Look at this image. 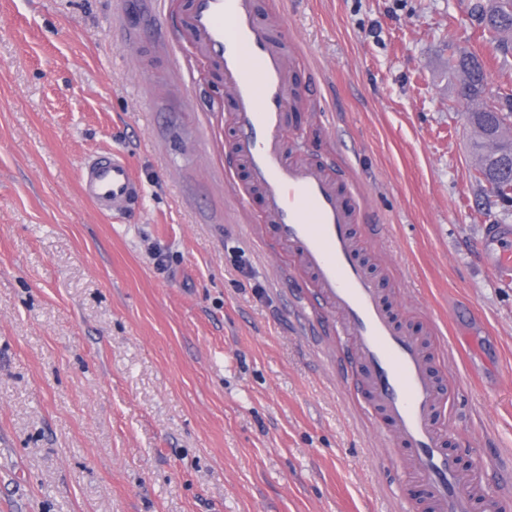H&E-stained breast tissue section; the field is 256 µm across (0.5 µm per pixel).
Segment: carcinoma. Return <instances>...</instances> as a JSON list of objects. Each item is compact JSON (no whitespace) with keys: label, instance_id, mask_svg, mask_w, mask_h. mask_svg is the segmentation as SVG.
<instances>
[{"label":"carcinoma","instance_id":"carcinoma-1","mask_svg":"<svg viewBox=\"0 0 512 512\" xmlns=\"http://www.w3.org/2000/svg\"><path fill=\"white\" fill-rule=\"evenodd\" d=\"M484 0H476L472 11L477 17L478 27L483 37L497 44L503 51L512 50V0H493V11L498 19L488 22ZM450 74L458 80L459 95L471 102H482L486 98V73L483 60L473 53L463 52L448 60ZM512 118V97H504V102L495 109L477 107L468 113V120L477 133L473 140V154L478 157L483 180L492 184L502 174L501 158L498 153L487 150V143L496 142L499 153L512 154V138H504Z\"/></svg>","mask_w":512,"mask_h":512}]
</instances>
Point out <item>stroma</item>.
<instances>
[{"label": "stroma", "instance_id": "stroma-1", "mask_svg": "<svg viewBox=\"0 0 512 512\" xmlns=\"http://www.w3.org/2000/svg\"><path fill=\"white\" fill-rule=\"evenodd\" d=\"M473 0H257L288 40L290 155L327 165L396 317L459 383L451 445L512 473V284L478 258L512 200L475 170L450 47L491 97ZM177 0H0V512H425L276 249L222 80ZM124 153L141 208L79 168ZM80 176L86 198L102 213L132 214L143 201L142 184L118 152L85 161Z\"/></svg>", "mask_w": 512, "mask_h": 512}]
</instances>
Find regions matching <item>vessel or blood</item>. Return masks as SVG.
I'll use <instances>...</instances> for the list:
<instances>
[{"mask_svg": "<svg viewBox=\"0 0 512 512\" xmlns=\"http://www.w3.org/2000/svg\"><path fill=\"white\" fill-rule=\"evenodd\" d=\"M184 21L223 76L233 102L232 154L261 191L276 242L336 313L355 393L372 415L387 419L390 438L406 446L437 512H473L479 501L487 512H502L507 498L490 491L484 468L464 474L444 446L439 420L446 389L422 338L397 322L368 273L354 233L358 214L345 205L338 176L285 148V116L294 98L287 43L272 37L256 0H189ZM80 173L86 198L102 213L140 209L143 187L120 153L85 161ZM480 259L501 275L512 274V227L487 226Z\"/></svg>", "mask_w": 512, "mask_h": 512, "instance_id": "vessel-or-blood-1", "label": "vessel or blood"}]
</instances>
